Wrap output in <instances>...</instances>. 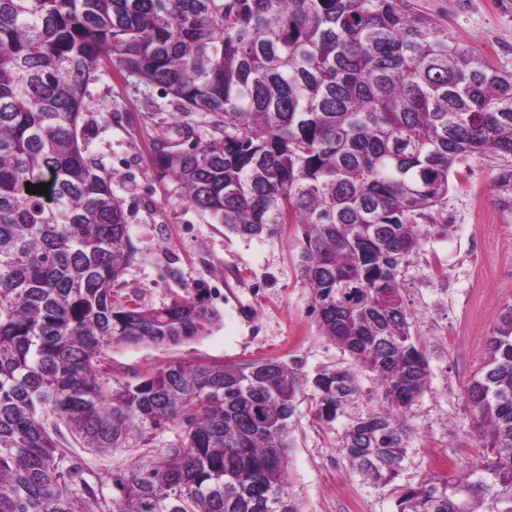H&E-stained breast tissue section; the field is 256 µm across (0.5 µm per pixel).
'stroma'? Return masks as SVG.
Here are the masks:
<instances>
[{"label":"stroma","instance_id":"1","mask_svg":"<svg viewBox=\"0 0 512 512\" xmlns=\"http://www.w3.org/2000/svg\"><path fill=\"white\" fill-rule=\"evenodd\" d=\"M415 2L461 44L512 71V8L501 0ZM85 119L88 152L109 172L138 249L120 293L159 306L172 294L203 288L220 313L208 335L177 346L112 347L108 357L115 373H144L173 360L243 362L271 356L298 363L308 373L349 364V357L321 336L312 315V294L301 276L302 237L295 226L273 238L230 235L155 167L153 141L161 128L187 121L204 136L208 116L182 114L159 88L112 71L91 85ZM505 168H512V155L476 154L458 162L438 218L448 225L447 234L420 225L419 250L404 269L401 294L429 360L431 384L409 417L414 434L398 478L403 485L418 484L434 472L437 459L462 470L479 454L465 394L487 356L501 307L512 303V210L494 187ZM298 411L290 480L304 512H394L388 489L350 470L337 430L316 420L310 393L300 394ZM136 454L124 448L93 455L78 444L70 446L71 458L106 487L113 471Z\"/></svg>","mask_w":512,"mask_h":512}]
</instances>
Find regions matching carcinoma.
I'll use <instances>...</instances> for the list:
<instances>
[{
	"instance_id": "1",
	"label": "carcinoma",
	"mask_w": 512,
	"mask_h": 512,
	"mask_svg": "<svg viewBox=\"0 0 512 512\" xmlns=\"http://www.w3.org/2000/svg\"><path fill=\"white\" fill-rule=\"evenodd\" d=\"M112 68L212 115L204 140L183 122L154 143L192 206L240 237L298 226L319 331L381 401L343 428L352 472L391 487L395 512H512L511 303L468 388L476 462L394 484L430 385L400 291L418 226L458 160L512 155V72L412 0H0V512H301L299 393L328 426L361 394L352 367L309 377L279 357L113 373L112 347L190 341L219 312L204 288L159 307L115 290L137 248L84 119ZM495 186L512 209V168ZM64 429L93 453L145 452L109 495Z\"/></svg>"
}]
</instances>
